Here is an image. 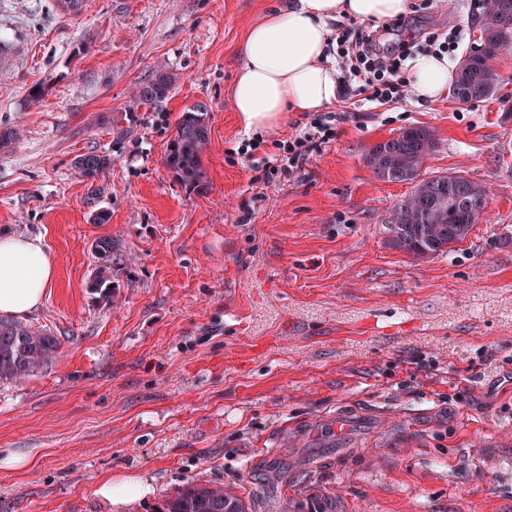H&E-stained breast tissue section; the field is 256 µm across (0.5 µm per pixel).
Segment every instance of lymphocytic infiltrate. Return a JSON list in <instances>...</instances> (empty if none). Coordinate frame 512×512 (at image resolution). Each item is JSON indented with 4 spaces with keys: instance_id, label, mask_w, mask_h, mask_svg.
Wrapping results in <instances>:
<instances>
[{
    "instance_id": "1",
    "label": "lymphocytic infiltrate",
    "mask_w": 512,
    "mask_h": 512,
    "mask_svg": "<svg viewBox=\"0 0 512 512\" xmlns=\"http://www.w3.org/2000/svg\"><path fill=\"white\" fill-rule=\"evenodd\" d=\"M404 20H396L393 30L398 40L390 48H382L379 30L368 26L340 24L336 27L337 78L344 95L358 98L360 104L385 105L405 100L411 94L407 76L408 62L419 52H453L458 33H425L424 37L403 34ZM344 112H310L296 135L277 141V163L266 168V177L289 175L302 167L313 152L335 140L341 124L347 122Z\"/></svg>"
}]
</instances>
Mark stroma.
<instances>
[{
	"label": "stroma",
	"instance_id": "35a3bbf8",
	"mask_svg": "<svg viewBox=\"0 0 512 512\" xmlns=\"http://www.w3.org/2000/svg\"><path fill=\"white\" fill-rule=\"evenodd\" d=\"M288 2L0 0V125L22 130L0 150V230L54 257L24 321L61 340L37 376L0 384V458L27 459L0 467V512H115L96 488L132 474L154 492L122 512L195 484L255 512H296L311 493L336 512H512V49L487 100H338L339 137L264 181L231 88L246 29ZM410 2L416 30H461L458 56L479 44L484 0ZM160 68L168 97L129 110ZM196 103L199 192L166 164ZM411 126L438 141L423 177L488 191L487 223L437 257L390 245L412 187L366 162ZM91 153L112 157L94 182L72 165ZM101 237L133 260L114 306L88 288Z\"/></svg>",
	"mask_w": 512,
	"mask_h": 512
}]
</instances>
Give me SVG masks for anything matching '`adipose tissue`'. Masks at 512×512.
Masks as SVG:
<instances>
[{"label":"adipose tissue","instance_id":"obj_1","mask_svg":"<svg viewBox=\"0 0 512 512\" xmlns=\"http://www.w3.org/2000/svg\"><path fill=\"white\" fill-rule=\"evenodd\" d=\"M409 0H290L250 26L232 88V106L248 129L278 126L286 113L318 112L337 101L336 66L329 50L342 19L389 22L405 16ZM411 87L421 101L442 97L455 79L444 54L415 56ZM55 263L41 238L0 234V314L23 316L43 301ZM147 478L104 479L97 493L120 508L151 494Z\"/></svg>","mask_w":512,"mask_h":512}]
</instances>
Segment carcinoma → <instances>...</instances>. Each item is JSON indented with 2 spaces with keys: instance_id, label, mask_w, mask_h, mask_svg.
<instances>
[{
  "instance_id": "cac0c4a2",
  "label": "carcinoma",
  "mask_w": 512,
  "mask_h": 512,
  "mask_svg": "<svg viewBox=\"0 0 512 512\" xmlns=\"http://www.w3.org/2000/svg\"><path fill=\"white\" fill-rule=\"evenodd\" d=\"M512 49V0H494L481 21V43L472 55L469 70L458 69L450 88L453 99L471 104L496 95L499 75L492 62L499 54ZM172 77L157 73L138 87L137 101L157 103L167 98ZM209 113L202 104L183 110L166 158L178 181L193 190L206 188L202 158L209 146ZM437 146L433 131L414 126L404 133L373 146L367 162L382 181L413 185V190L397 203L385 224L391 242L417 257L445 255L451 245L462 242L473 228L486 221L485 187L463 175L446 174L424 178L421 167ZM79 175L94 182L112 166V157L86 154L74 159ZM97 259L90 288L106 302H112L117 265L116 246L102 238L92 245ZM61 340L47 329L32 326L10 317L0 316V383L21 382L46 368L59 353ZM156 512H248L244 501L224 488L191 486L161 500ZM301 512H336L329 497H311Z\"/></svg>"
}]
</instances>
